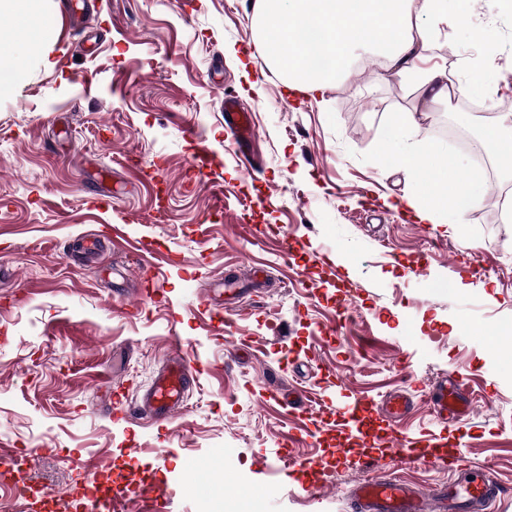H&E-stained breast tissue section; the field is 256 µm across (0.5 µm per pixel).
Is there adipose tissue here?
Wrapping results in <instances>:
<instances>
[{
  "label": "adipose tissue",
  "instance_id": "1",
  "mask_svg": "<svg viewBox=\"0 0 512 512\" xmlns=\"http://www.w3.org/2000/svg\"><path fill=\"white\" fill-rule=\"evenodd\" d=\"M260 37L258 53L286 80L290 89L325 92L346 76L355 45L372 46L395 75L417 83L430 105L448 102L465 91L443 69L410 66L426 55L448 28L467 25L470 17L449 12L448 0H253ZM477 179L436 183L432 197H403L404 207L421 223L446 207L453 223H464L479 207Z\"/></svg>",
  "mask_w": 512,
  "mask_h": 512
}]
</instances>
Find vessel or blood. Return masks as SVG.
<instances>
[{
	"instance_id": "vessel-or-blood-1",
	"label": "vessel or blood",
	"mask_w": 512,
	"mask_h": 512,
	"mask_svg": "<svg viewBox=\"0 0 512 512\" xmlns=\"http://www.w3.org/2000/svg\"><path fill=\"white\" fill-rule=\"evenodd\" d=\"M224 125L239 145L255 133L250 113L239 111L230 103L224 106ZM194 369L191 360L180 359L167 368L139 404L116 400L112 405L113 420L126 421L136 413L153 424L169 422L171 408L182 403L189 390ZM468 389L466 378L455 376L446 380L434 401L436 411L451 422L464 421L470 413ZM409 405L407 395L392 396L384 416L385 437L395 447L393 460L400 469H410L432 460L426 451L430 439H413L398 431ZM448 470L450 481L434 490L442 512H494L502 490L490 472L466 467L459 456L449 464ZM354 502L359 512H422L419 493L409 482L396 478H371L359 483Z\"/></svg>"
}]
</instances>
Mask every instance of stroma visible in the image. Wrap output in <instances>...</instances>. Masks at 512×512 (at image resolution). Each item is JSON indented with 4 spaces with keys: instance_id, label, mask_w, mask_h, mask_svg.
<instances>
[{
    "instance_id": "35a3bbf8",
    "label": "stroma",
    "mask_w": 512,
    "mask_h": 512,
    "mask_svg": "<svg viewBox=\"0 0 512 512\" xmlns=\"http://www.w3.org/2000/svg\"><path fill=\"white\" fill-rule=\"evenodd\" d=\"M66 2L41 0L45 51L13 42L19 23L0 13V53L24 73L0 98V449H38L31 478L47 495L123 474L112 494L127 512H148L143 475L164 512H356L354 485L393 464L363 467L351 412L403 389L408 436L461 445L512 512V225L400 214L446 162L479 171L429 134L421 90L368 54L325 95L289 90L253 47L252 0H102L80 20ZM448 9L472 23L427 63L479 69L489 91L463 96L486 110L443 113L475 133L512 124V15L486 0ZM228 95L256 125L241 151ZM402 112L416 126L393 132ZM418 142L436 147L429 164L395 165ZM114 224L155 253L151 271L106 240L70 255ZM222 280L244 298L199 313ZM179 354L200 370L170 423L113 421L114 395L142 397ZM453 374L474 388L459 425L431 404ZM344 442L318 489L266 472L281 451L317 461Z\"/></svg>"
}]
</instances>
